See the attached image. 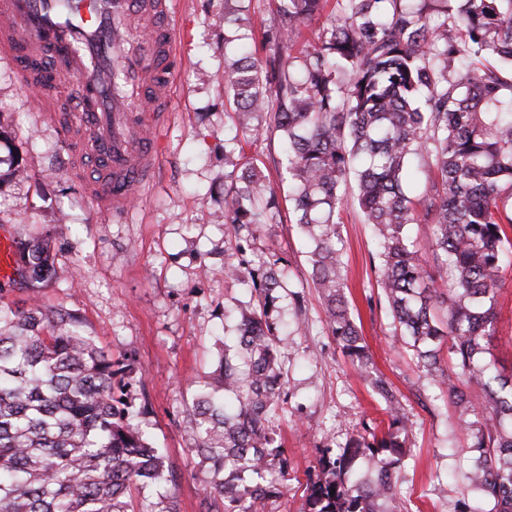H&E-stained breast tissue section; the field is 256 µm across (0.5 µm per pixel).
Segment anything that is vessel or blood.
I'll return each instance as SVG.
<instances>
[{"label":"vessel or blood","instance_id":"1","mask_svg":"<svg viewBox=\"0 0 512 512\" xmlns=\"http://www.w3.org/2000/svg\"><path fill=\"white\" fill-rule=\"evenodd\" d=\"M0 0V49L52 62L75 91L52 113L71 155L70 173L105 214L125 217L158 166L177 67L180 0ZM142 28L131 44L133 25ZM122 91H114L113 79ZM18 274L15 239L0 236V287Z\"/></svg>","mask_w":512,"mask_h":512}]
</instances>
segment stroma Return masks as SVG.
<instances>
[{"mask_svg":"<svg viewBox=\"0 0 512 512\" xmlns=\"http://www.w3.org/2000/svg\"><path fill=\"white\" fill-rule=\"evenodd\" d=\"M174 118L151 192L125 222L96 216L80 182L62 168L59 134L42 107L18 84L11 56L0 50V226L25 237L48 233L56 255L48 280L16 279L6 302L41 304L77 313L86 333L113 357L135 351L147 371L156 447L177 464L181 512H204L208 477L188 450L184 406L203 383L234 324L249 288L224 279L226 249L224 142L233 138V101L224 87V0H181ZM245 151L286 198L277 141L258 140ZM347 289L354 320L370 348L372 367L400 396L410 422L407 456L399 471L404 512H452L466 487L464 473L479 452L466 424L473 416L429 380L408 343L394 333L377 282V244L357 209L341 214ZM306 245L289 221L265 224L255 257L276 253L288 262L291 297L284 300L281 362L293 415L273 430L292 461L282 496L267 512H300L304 488L324 446L345 444L359 424L387 427L383 403L363 373L319 322L321 300L309 276ZM313 320L307 335L294 329L296 311ZM498 319L490 348L499 366L512 368V268L503 273Z\"/></svg>","mask_w":512,"mask_h":512,"instance_id":"35a3bbf8","label":"stroma"}]
</instances>
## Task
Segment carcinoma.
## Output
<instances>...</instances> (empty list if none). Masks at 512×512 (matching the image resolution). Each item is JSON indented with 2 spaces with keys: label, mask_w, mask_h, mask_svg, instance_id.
I'll list each match as a JSON object with an SVG mask.
<instances>
[{
  "label": "carcinoma",
  "mask_w": 512,
  "mask_h": 512,
  "mask_svg": "<svg viewBox=\"0 0 512 512\" xmlns=\"http://www.w3.org/2000/svg\"><path fill=\"white\" fill-rule=\"evenodd\" d=\"M266 29L273 54H224L235 124L275 137L288 162V213L309 242L313 287L342 352L364 372L389 414L341 450L326 448L301 512H401L397 471L405 409L371 356L345 300L340 212L354 204L373 226L380 287L426 375L473 412L481 449L469 487L512 512V374L491 360L501 272L512 265V0H334L327 26L294 51L301 28L329 0H279ZM239 0H224V42L247 38ZM224 141V233L236 261L218 273L246 282L232 343L185 406L189 452L209 464L206 512H266L292 463L270 424L287 412L278 302L288 262L254 261L260 225L280 219L262 170ZM436 177L412 192L409 165ZM426 224L423 242L412 226ZM20 272L46 280L48 238L16 241ZM467 396L440 367L443 341ZM136 353L118 359L70 310L0 307V512H131L133 487L163 488L150 512H180L179 473L154 446ZM368 473L348 479L353 458ZM277 460L279 477L269 472Z\"/></svg>",
  "instance_id": "obj_1"
}]
</instances>
